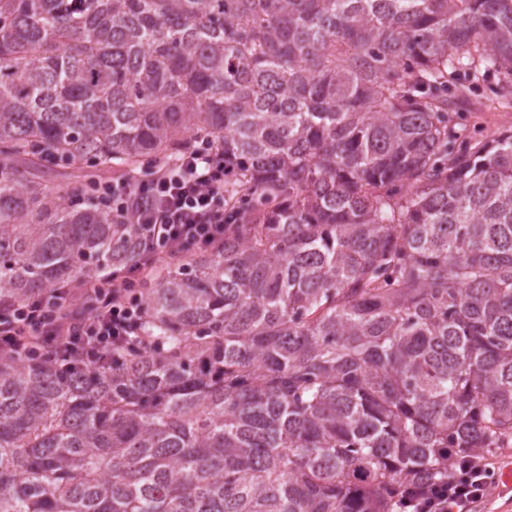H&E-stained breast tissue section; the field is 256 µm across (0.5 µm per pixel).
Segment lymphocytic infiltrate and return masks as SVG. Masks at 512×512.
<instances>
[{
    "label": "lymphocytic infiltrate",
    "instance_id": "lymphocytic-infiltrate-1",
    "mask_svg": "<svg viewBox=\"0 0 512 512\" xmlns=\"http://www.w3.org/2000/svg\"><path fill=\"white\" fill-rule=\"evenodd\" d=\"M116 223L133 225L150 249L130 269L103 266L79 285L57 287L52 299L0 304V352L31 349L35 338L51 343L63 360L94 357L130 341L142 311L144 274L185 246L224 240V159L199 151L148 181L105 184ZM486 461L461 463L447 488L415 486V512H472L488 492Z\"/></svg>",
    "mask_w": 512,
    "mask_h": 512
}]
</instances>
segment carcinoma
Listing matches in <instances>:
<instances>
[{"instance_id": "cac0c4a2", "label": "carcinoma", "mask_w": 512, "mask_h": 512, "mask_svg": "<svg viewBox=\"0 0 512 512\" xmlns=\"http://www.w3.org/2000/svg\"><path fill=\"white\" fill-rule=\"evenodd\" d=\"M512 0H0V297L142 241L44 163L224 155V244L98 366L0 354V512H412L512 447ZM24 155L28 162L13 165ZM493 80L480 81L477 89L470 96L469 106H462L459 128L463 134L478 133L485 139L495 138L501 131L512 126V105L491 103L488 99L494 97L491 93ZM494 107L495 111H492Z\"/></svg>"}]
</instances>
